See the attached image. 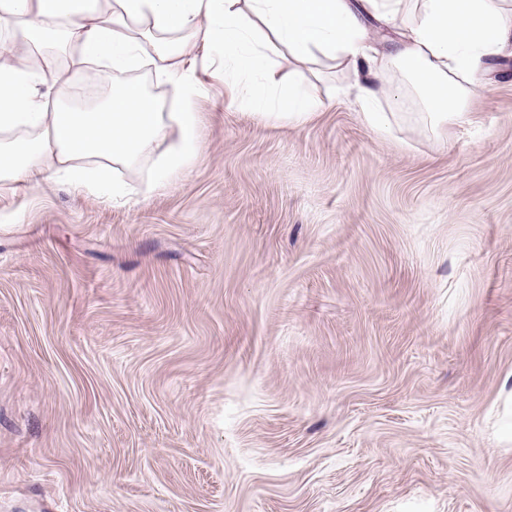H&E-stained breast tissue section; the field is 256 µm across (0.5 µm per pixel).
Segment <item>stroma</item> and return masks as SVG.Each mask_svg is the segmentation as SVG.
Here are the masks:
<instances>
[{"mask_svg":"<svg viewBox=\"0 0 512 512\" xmlns=\"http://www.w3.org/2000/svg\"><path fill=\"white\" fill-rule=\"evenodd\" d=\"M115 203L0 182V512H512V57L433 132L352 69Z\"/></svg>","mask_w":512,"mask_h":512,"instance_id":"1","label":"stroma"}]
</instances>
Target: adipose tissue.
Segmentation results:
<instances>
[{"instance_id":"adipose-tissue-1","label":"adipose tissue","mask_w":512,"mask_h":512,"mask_svg":"<svg viewBox=\"0 0 512 512\" xmlns=\"http://www.w3.org/2000/svg\"><path fill=\"white\" fill-rule=\"evenodd\" d=\"M405 8L411 19L400 40L380 51L367 45L364 13L389 24ZM0 27L10 32L0 41V181L36 189L52 179L119 199L133 188L109 179L110 168L157 156L145 186L150 193L200 150L193 64L215 39L224 45L216 76L238 85L242 101L263 118L299 119L321 107L301 82L302 66L321 53L337 65L353 64L357 100L379 130L387 127L378 108L385 75L395 61L414 63V82L439 127L467 119L487 62L512 46V0H0ZM49 31L81 65L103 61L122 71L150 64L182 89L183 111L150 108L133 80L94 112L47 108L42 87L54 61L35 67L30 56ZM272 46L294 66L270 103L251 77L267 69Z\"/></svg>"}]
</instances>
